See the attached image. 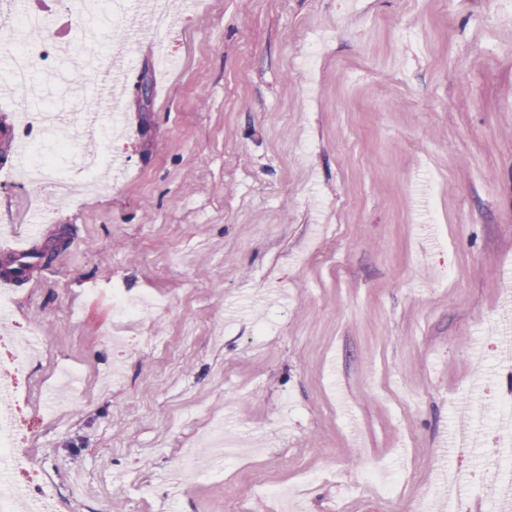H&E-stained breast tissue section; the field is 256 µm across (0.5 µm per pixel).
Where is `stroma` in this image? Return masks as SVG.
Listing matches in <instances>:
<instances>
[{
    "mask_svg": "<svg viewBox=\"0 0 512 512\" xmlns=\"http://www.w3.org/2000/svg\"><path fill=\"white\" fill-rule=\"evenodd\" d=\"M26 10L71 50L39 89L69 111L96 81L78 30L106 43L113 7ZM134 58L124 133L84 146L123 166L89 184L56 156L67 195L19 177L0 99L7 242L68 238L11 315L42 343L26 453L61 512H281L267 488L306 471L301 512H397L353 455L409 499L469 470L462 512H499L497 433L447 441L461 397L512 395V0H209ZM118 289L164 304L126 329ZM218 418L256 453L186 478ZM405 479L400 472H387L378 467L368 469L364 474V483L373 486L378 484L381 492L386 496L393 497L397 489L404 483Z\"/></svg>",
    "mask_w": 512,
    "mask_h": 512,
    "instance_id": "35a3bbf8",
    "label": "stroma"
}]
</instances>
